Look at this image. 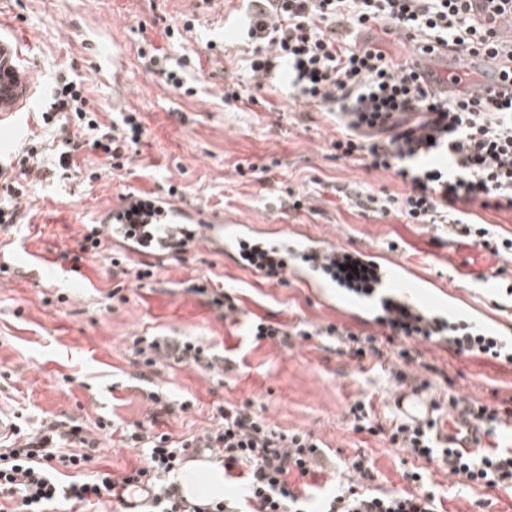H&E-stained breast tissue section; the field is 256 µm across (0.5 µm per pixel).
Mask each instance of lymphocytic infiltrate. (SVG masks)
<instances>
[{
    "mask_svg": "<svg viewBox=\"0 0 512 512\" xmlns=\"http://www.w3.org/2000/svg\"><path fill=\"white\" fill-rule=\"evenodd\" d=\"M246 33L237 51L251 73L250 83L224 88V100L238 109L259 104L266 86L287 85L294 102L318 106L336 116L337 158L367 170H391L406 185L400 196L366 195L363 207L410 224H446L452 231L490 248L512 250V238L495 241L489 228L469 221L470 206L512 209V40L499 36L512 19V0H247ZM377 25L400 35L416 56L445 47L487 56L496 65L505 92L482 97L451 94L424 82L414 63L392 58L382 44L359 41L362 29ZM44 126L59 131V169H73V155L88 147L104 168L125 167L144 129L136 111L101 123L89 108L79 76L57 77L40 107ZM38 150L26 145L16 176L0 179V225L21 223L16 204L21 179L30 176ZM435 411H465L487 434H495L512 407L449 396L433 400ZM356 429L387 434L414 467L404 471L412 491H377L371 458L355 453L343 468L352 481L324 495L318 512H440L441 500L419 461L438 462L465 482L490 489H512V448L463 454L436 444L434 424L394 419L381 424L371 403L350 408ZM202 433L181 439L156 434L143 424L127 429L130 444L145 449L146 465L121 478L90 470L99 444L78 424L43 421L37 428L11 426L0 435V512H46L51 503L102 502L146 484L154 512H308V496L289 482L323 466L324 451L310 434L272 427L250 404H228ZM209 454L225 471L240 469V495L197 505L184 499L168 476L188 456ZM76 472L61 483L60 475Z\"/></svg>",
    "mask_w": 512,
    "mask_h": 512,
    "instance_id": "lymphocytic-infiltrate-1",
    "label": "lymphocytic infiltrate"
}]
</instances>
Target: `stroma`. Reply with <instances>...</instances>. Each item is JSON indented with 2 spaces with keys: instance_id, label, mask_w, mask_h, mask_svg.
Wrapping results in <instances>:
<instances>
[{
  "instance_id": "stroma-1",
  "label": "stroma",
  "mask_w": 512,
  "mask_h": 512,
  "mask_svg": "<svg viewBox=\"0 0 512 512\" xmlns=\"http://www.w3.org/2000/svg\"><path fill=\"white\" fill-rule=\"evenodd\" d=\"M244 9L243 0H210L205 8L199 0H0V40L23 43L26 71L17 109L0 126L33 130V111L57 74L76 73L101 122L132 108L145 128L139 154L98 180L40 169L29 190L34 217L0 232V265L10 268L0 276V419L24 428L45 418L87 428L100 418L112 422L113 430L97 434L95 461L119 477L145 465L144 449L127 444L120 431L148 421L151 391L191 401L188 412L162 414L153 423L154 432L177 440L210 426L224 403L249 402L271 425L323 443L330 466L290 476L294 486L309 485L316 497L333 490L346 480L335 462L362 450L374 461L375 487L402 491L408 487L403 452L381 435L355 431L349 413L361 399L371 401L378 419L393 417L392 373L403 369L402 360L387 368L374 358L361 362L340 354L323 334L331 324L377 336L381 327L347 319L293 282L225 263L211 245L156 266L140 281L115 274L113 260L127 255L121 248L86 257L77 268L61 257L129 188L160 195L173 187L188 207L219 219L265 228L293 224L339 247L394 254L441 279L459 306L501 330L512 327L506 293L512 263L469 238L378 216L349 201L358 191L398 196L407 187L394 172L336 158L331 115L293 104L283 86L249 112L224 103V86L241 68L224 22ZM188 21L194 27L184 41L169 40L166 29ZM146 43L176 57L199 56L189 75L194 95L174 91L144 65L139 49ZM106 50L116 55L122 80L98 71ZM240 164L246 175H238ZM264 166L265 182L256 174ZM293 192L308 195L310 210H289ZM46 263L57 269L55 278L41 277ZM220 293L232 299L235 313L215 305ZM262 321L290 330L287 344L254 340L251 328ZM142 336L196 343L229 367L214 372L171 359L146 366L135 345ZM395 345L421 351L438 367L430 378L434 398L512 400V360L435 350L414 337ZM427 470L443 512H512V490L469 486L435 463Z\"/></svg>"
}]
</instances>
